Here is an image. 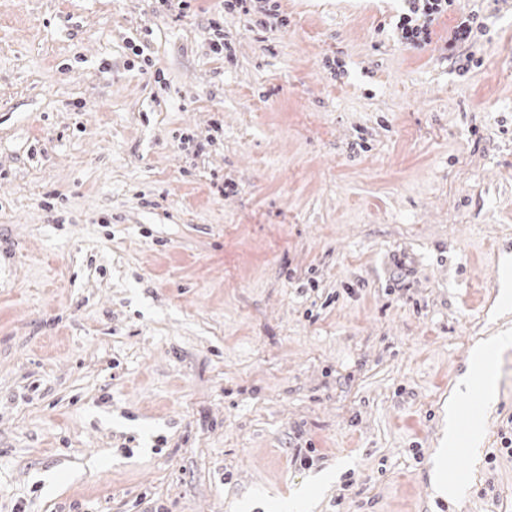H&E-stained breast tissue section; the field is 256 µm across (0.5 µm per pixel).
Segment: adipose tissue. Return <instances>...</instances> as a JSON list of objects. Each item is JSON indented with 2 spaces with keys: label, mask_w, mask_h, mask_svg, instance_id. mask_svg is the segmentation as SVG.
<instances>
[{
  "label": "adipose tissue",
  "mask_w": 512,
  "mask_h": 512,
  "mask_svg": "<svg viewBox=\"0 0 512 512\" xmlns=\"http://www.w3.org/2000/svg\"><path fill=\"white\" fill-rule=\"evenodd\" d=\"M512 347V336H493L477 343L471 353L468 369L459 378L456 385L457 391L468 393L479 390L482 406L495 403L498 396V374L496 358L498 354ZM483 429L482 414L480 408L472 407L462 409L456 402L448 404V431L445 433L441 449L437 454L439 460L433 465V483L439 494L456 495L457 483L454 478L448 476L443 469L440 459L447 452L456 448L461 437H468L472 447L473 456H480L479 441Z\"/></svg>",
  "instance_id": "obj_1"
}]
</instances>
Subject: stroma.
Returning a JSON list of instances; mask_svg holds the SVG:
<instances>
[{
	"label": "stroma",
	"instance_id": "35a3bbf8",
	"mask_svg": "<svg viewBox=\"0 0 512 512\" xmlns=\"http://www.w3.org/2000/svg\"><path fill=\"white\" fill-rule=\"evenodd\" d=\"M475 7L461 76L401 0H0V512H278L335 468L310 512H512V350L461 498L430 464L512 332V0L437 30ZM277 1L270 0H224L225 12H238L244 15H250L255 12L265 17H275L277 11L275 4ZM405 9L395 25L397 40L411 52H424L437 36L435 26L455 0H405ZM512 345V336H491L477 343L471 353L468 369L459 378L458 392L469 393L476 385L480 388V401L484 407L495 403L498 396V374L496 358L498 354Z\"/></svg>",
	"mask_w": 512,
	"mask_h": 512
}]
</instances>
